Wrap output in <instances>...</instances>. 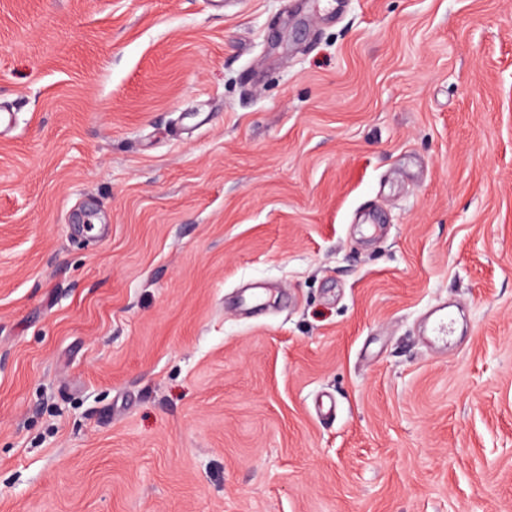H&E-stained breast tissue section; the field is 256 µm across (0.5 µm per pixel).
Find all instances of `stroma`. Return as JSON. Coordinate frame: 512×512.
<instances>
[{
	"instance_id": "1",
	"label": "stroma",
	"mask_w": 512,
	"mask_h": 512,
	"mask_svg": "<svg viewBox=\"0 0 512 512\" xmlns=\"http://www.w3.org/2000/svg\"><path fill=\"white\" fill-rule=\"evenodd\" d=\"M0 109V512H512V0H0ZM450 323L451 317L448 313V305L447 303H440L433 307L423 335L427 336L431 345L439 348L445 347Z\"/></svg>"
}]
</instances>
